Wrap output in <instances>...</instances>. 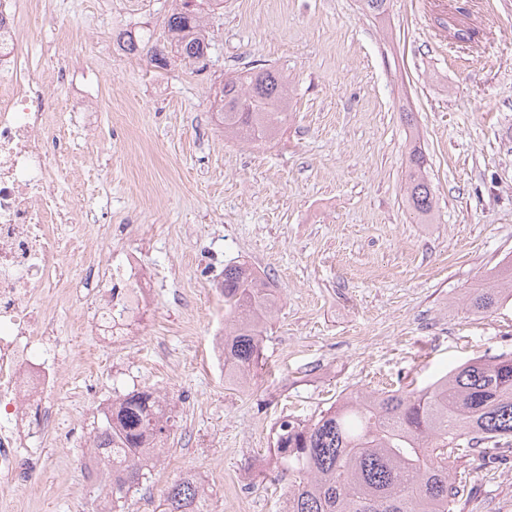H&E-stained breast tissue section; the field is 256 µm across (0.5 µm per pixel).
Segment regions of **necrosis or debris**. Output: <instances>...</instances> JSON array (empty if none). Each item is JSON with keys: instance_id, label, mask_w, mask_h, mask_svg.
I'll use <instances>...</instances> for the list:
<instances>
[{"instance_id": "4bbe7bcc", "label": "necrosis or debris", "mask_w": 512, "mask_h": 512, "mask_svg": "<svg viewBox=\"0 0 512 512\" xmlns=\"http://www.w3.org/2000/svg\"><path fill=\"white\" fill-rule=\"evenodd\" d=\"M53 0H0V497L30 490L42 471L20 448L46 427L68 433L65 412L54 410L62 379L57 351L63 343L39 297L68 299L87 289L91 315L73 325L112 340L123 316L141 310L151 275L128 253L121 289L102 285L100 270L112 241L105 224L68 225L78 200L68 189L63 156L67 128L58 123L46 88L52 73L33 62L25 38L32 19L54 11ZM74 254L76 263L62 268Z\"/></svg>"}]
</instances>
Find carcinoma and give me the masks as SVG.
<instances>
[{
  "label": "carcinoma",
  "mask_w": 512,
  "mask_h": 512,
  "mask_svg": "<svg viewBox=\"0 0 512 512\" xmlns=\"http://www.w3.org/2000/svg\"><path fill=\"white\" fill-rule=\"evenodd\" d=\"M178 0L166 19V42L180 59L204 60L203 0ZM217 120L224 137L249 143L277 138L290 110L288 76L252 69L224 80ZM425 152L415 146L407 159V202L419 222L434 219L425 176ZM224 368L228 384L248 383L262 361L263 333L280 297L266 277L245 265L224 268ZM470 309L481 313L512 299V259L468 289ZM164 397L129 391L112 401L93 427V445L106 462L97 497L109 512H125L131 494L149 479L155 462L145 446L164 444L172 416ZM490 458L512 451V355L473 358L420 389L357 392L329 407L318 420L282 421L274 456L278 475L288 476L285 512H456L472 497L462 463L481 444ZM200 482L184 475L172 483L161 512H209Z\"/></svg>",
  "instance_id": "1"
}]
</instances>
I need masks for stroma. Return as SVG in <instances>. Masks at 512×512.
Here are the masks:
<instances>
[{
    "instance_id": "stroma-1",
    "label": "stroma",
    "mask_w": 512,
    "mask_h": 512,
    "mask_svg": "<svg viewBox=\"0 0 512 512\" xmlns=\"http://www.w3.org/2000/svg\"><path fill=\"white\" fill-rule=\"evenodd\" d=\"M66 26L99 41L82 68L99 106V141L73 113L66 160L112 227V264L137 251L150 306L114 344L69 332L82 306L43 303L67 344L59 400L90 435L116 395L151 390L176 424L129 512H159L167 487L195 474L210 512H282L287 481L268 475L281 420H317L358 391L423 387L476 358L512 354V301L481 315L466 292L512 258V0H390L385 26L360 0H224L211 11L207 67L118 52L113 29L164 42L172 0H63ZM473 39L450 37L448 11ZM284 71L292 112L278 140L226 139L214 112L224 78ZM411 111L405 121L403 111ZM418 133L436 219L405 202L406 151ZM248 263L276 288L263 365L225 383L212 351L224 331L220 284ZM24 454L36 491L0 512H96L78 464L84 444L53 429ZM477 498L463 512H512V459L472 455Z\"/></svg>"
}]
</instances>
